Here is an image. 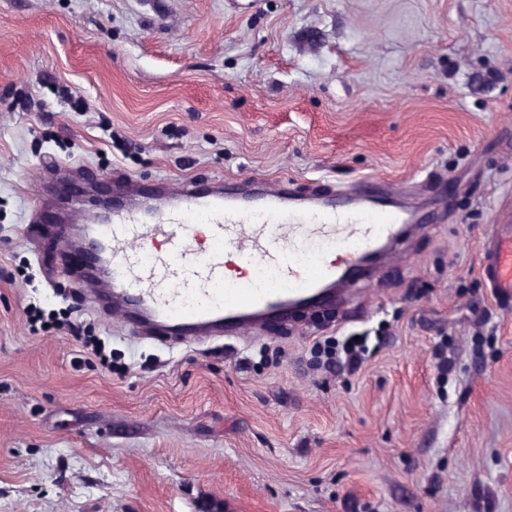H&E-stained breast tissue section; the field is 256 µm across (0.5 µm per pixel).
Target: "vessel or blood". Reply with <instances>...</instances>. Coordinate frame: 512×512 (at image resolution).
<instances>
[{
  "instance_id": "1",
  "label": "vessel or blood",
  "mask_w": 512,
  "mask_h": 512,
  "mask_svg": "<svg viewBox=\"0 0 512 512\" xmlns=\"http://www.w3.org/2000/svg\"><path fill=\"white\" fill-rule=\"evenodd\" d=\"M112 188L110 211L77 190L56 224L39 200L27 233L66 255L105 319L160 344L272 335L338 308L405 232L439 218L369 183L302 195L249 181L145 188L117 175ZM480 271L497 298H512V215L495 225Z\"/></svg>"
}]
</instances>
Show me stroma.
Wrapping results in <instances>:
<instances>
[{
  "label": "stroma",
  "instance_id": "35a3bbf8",
  "mask_svg": "<svg viewBox=\"0 0 512 512\" xmlns=\"http://www.w3.org/2000/svg\"><path fill=\"white\" fill-rule=\"evenodd\" d=\"M60 168L106 203L116 172L368 181L443 218L338 315L164 346L46 278L23 227ZM509 207L512 0H0V512H512L480 273Z\"/></svg>",
  "mask_w": 512,
  "mask_h": 512
}]
</instances>
